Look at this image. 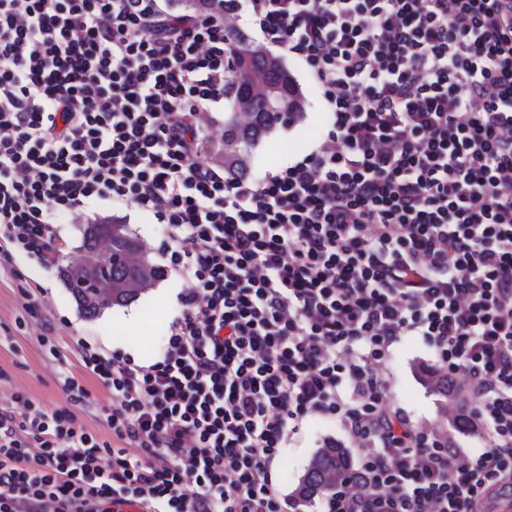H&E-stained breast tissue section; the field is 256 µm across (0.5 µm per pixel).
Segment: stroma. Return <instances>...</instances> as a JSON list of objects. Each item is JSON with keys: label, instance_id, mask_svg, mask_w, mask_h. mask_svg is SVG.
I'll list each match as a JSON object with an SVG mask.
<instances>
[{"label": "stroma", "instance_id": "1", "mask_svg": "<svg viewBox=\"0 0 512 512\" xmlns=\"http://www.w3.org/2000/svg\"><path fill=\"white\" fill-rule=\"evenodd\" d=\"M284 66L301 86L305 114L294 127H276L249 153L248 165L253 178L277 172L312 151L321 139L329 120L325 102L319 90L312 86L301 61L284 57ZM116 219L127 224L134 236L157 265H164L160 251L164 227L153 215L133 206L114 207L97 201L82 211L61 218L56 230L65 246L57 264L43 268L25 255H0V369L6 373L0 379V407L8 406L14 392L25 393L44 404L49 410L71 411L78 423L101 440L111 441L102 409L111 405L112 393L104 384L86 374L81 364L80 345L89 343L107 353H118L140 365L162 360L169 327L181 313L180 283L163 278L140 298L123 307L103 310L93 318L85 317L78 309L60 276V267L80 259L82 231L88 221ZM36 302L42 322L27 321L26 300ZM149 318L152 330L142 335L137 317ZM48 336L57 345L58 356H51L40 342ZM434 356L421 337H402L393 347L389 369L385 375L391 392V402L403 409L416 423L447 424L448 404L426 386L421 373L432 366ZM82 382L90 393L88 402H71L65 390V378ZM346 441L343 428L335 421L316 416L311 418L300 435L283 449L274 467V478L282 494H289L304 474L316 448L324 441Z\"/></svg>", "mask_w": 512, "mask_h": 512}]
</instances>
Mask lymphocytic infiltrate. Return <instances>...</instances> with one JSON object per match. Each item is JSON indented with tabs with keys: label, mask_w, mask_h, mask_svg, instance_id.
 Wrapping results in <instances>:
<instances>
[{
	"label": "lymphocytic infiltrate",
	"mask_w": 512,
	"mask_h": 512,
	"mask_svg": "<svg viewBox=\"0 0 512 512\" xmlns=\"http://www.w3.org/2000/svg\"><path fill=\"white\" fill-rule=\"evenodd\" d=\"M249 2L331 114L256 180L198 160L239 29L224 0H0V252L52 267L58 216L106 200L164 224L184 284L162 360L81 348L111 467L70 412L0 409V512H287L272 466L313 416L359 458L325 512L512 498V0ZM404 336L435 352L447 425L390 404Z\"/></svg>",
	"instance_id": "f902f5d3"
}]
</instances>
